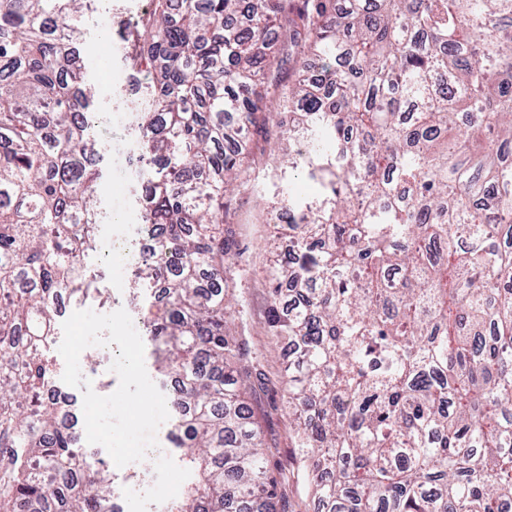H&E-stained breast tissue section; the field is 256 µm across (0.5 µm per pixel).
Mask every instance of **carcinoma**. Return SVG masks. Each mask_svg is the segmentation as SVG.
<instances>
[{
	"label": "carcinoma",
	"mask_w": 512,
	"mask_h": 512,
	"mask_svg": "<svg viewBox=\"0 0 512 512\" xmlns=\"http://www.w3.org/2000/svg\"><path fill=\"white\" fill-rule=\"evenodd\" d=\"M94 0H0V512H113L108 470L47 396L54 299L108 301L104 142L64 69ZM124 40L143 75L136 282L192 479L168 512H277L249 398L265 374L226 319L244 160L288 114L292 253L270 328L317 512H503L512 499V0H151ZM321 75L290 72L296 53Z\"/></svg>",
	"instance_id": "cac0c4a2"
}]
</instances>
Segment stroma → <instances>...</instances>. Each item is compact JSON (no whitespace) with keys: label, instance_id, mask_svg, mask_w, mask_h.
<instances>
[{"label":"stroma","instance_id":"1","mask_svg":"<svg viewBox=\"0 0 512 512\" xmlns=\"http://www.w3.org/2000/svg\"><path fill=\"white\" fill-rule=\"evenodd\" d=\"M149 7L150 0H101L97 15L84 22L86 35L74 66L81 70L85 86L92 91L95 132L105 139L108 150L99 164L101 245L87 251L83 261L100 275L111 300L102 305L70 299L59 317L58 334L50 352L55 363L54 379L75 406L93 403L111 408L118 394L145 397L135 417L111 409V415L99 424L100 437L90 443L94 457L111 460L113 494L125 498L128 512H167L172 500L171 476L184 471L174 450L167 447L170 410L166 386L151 366V346L138 319V310L150 292L128 287L122 265L113 263L105 251L106 244L121 235L126 226L141 221L140 174L129 164L139 115L130 111L127 103L139 97L142 81L140 73L124 61L122 48L129 24ZM281 119V114H273L271 144L254 175L268 196L287 187L297 196H312L318 187L304 175H293L288 183L278 178L279 172L288 167V142ZM229 212L237 228L240 254L238 266L228 277L236 300V333L247 338L268 376L264 389L255 395L257 418L273 447L274 473L286 483V512H316L288 437L283 398L287 345L273 336L269 327L272 297L265 267L271 248L287 249L289 240L269 227L264 202L250 193L231 197ZM79 323L89 330L81 344L74 334ZM130 338L135 341L131 347L126 344ZM107 349L117 353L108 366L102 361Z\"/></svg>","mask_w":512,"mask_h":512}]
</instances>
